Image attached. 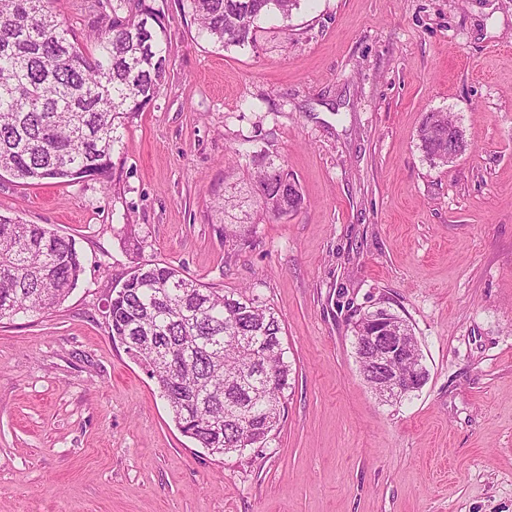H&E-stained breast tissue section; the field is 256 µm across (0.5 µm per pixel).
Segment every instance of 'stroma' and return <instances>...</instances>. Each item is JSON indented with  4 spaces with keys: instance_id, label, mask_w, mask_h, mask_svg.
<instances>
[{
    "instance_id": "stroma-1",
    "label": "stroma",
    "mask_w": 512,
    "mask_h": 512,
    "mask_svg": "<svg viewBox=\"0 0 512 512\" xmlns=\"http://www.w3.org/2000/svg\"><path fill=\"white\" fill-rule=\"evenodd\" d=\"M155 5L169 70L110 177H0V214L85 267L0 321V512H512V0H300L224 49L182 0ZM430 112L468 141L445 165L420 148ZM255 158L302 205L224 239L212 189ZM149 261L279 317L290 387L265 447L209 455L112 341V290ZM380 307L429 372L396 405L353 347Z\"/></svg>"
}]
</instances>
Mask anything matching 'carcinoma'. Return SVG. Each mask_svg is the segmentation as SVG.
Instances as JSON below:
<instances>
[{
  "mask_svg": "<svg viewBox=\"0 0 512 512\" xmlns=\"http://www.w3.org/2000/svg\"><path fill=\"white\" fill-rule=\"evenodd\" d=\"M154 0H112L90 24V42L62 27L53 0H0V173L24 185L104 178L122 130L159 95L169 58ZM198 33L223 47L256 46L257 22L281 19L299 0H186ZM446 112H429L418 139L431 165L448 163ZM224 237L248 238L252 216L278 219L302 204L288 171L269 164L253 180L214 193ZM84 271L75 242L41 224L0 215V320L61 303ZM111 338L143 365L180 431L217 456L267 442L289 388L280 321L244 294H219L171 265H138L112 291ZM383 318L420 359L412 327L379 308L355 323L364 380L370 321Z\"/></svg>",
  "mask_w": 512,
  "mask_h": 512,
  "instance_id": "obj_1",
  "label": "carcinoma"
}]
</instances>
